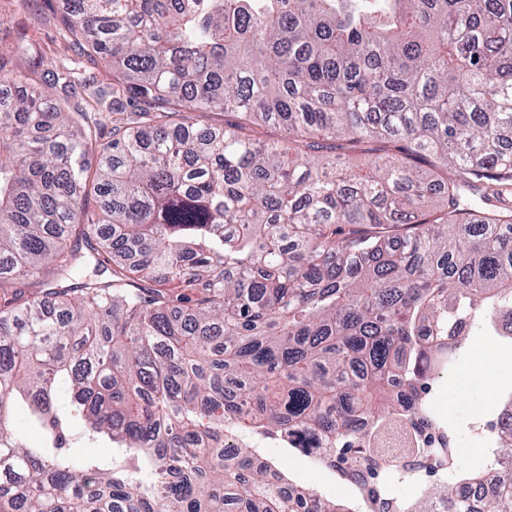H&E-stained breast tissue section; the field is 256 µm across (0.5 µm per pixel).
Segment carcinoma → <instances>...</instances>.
I'll return each mask as SVG.
<instances>
[{"label":"carcinoma","instance_id":"cac0c4a2","mask_svg":"<svg viewBox=\"0 0 512 512\" xmlns=\"http://www.w3.org/2000/svg\"><path fill=\"white\" fill-rule=\"evenodd\" d=\"M63 22L109 89L0 57V512H351L270 441L352 485L449 475L388 512H512V399L499 472L457 464L429 401L472 337L512 342V0H73ZM77 418L125 463L70 447Z\"/></svg>","mask_w":512,"mask_h":512}]
</instances>
